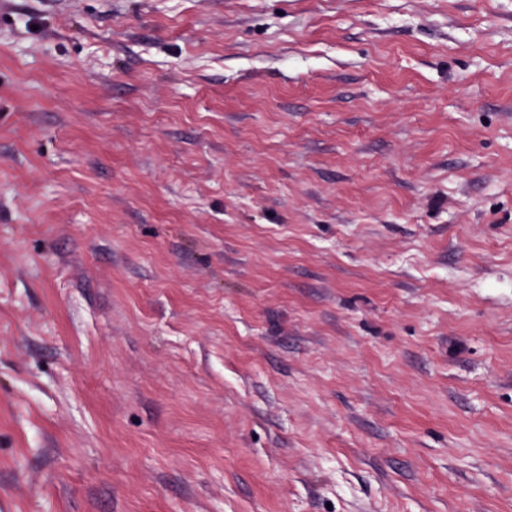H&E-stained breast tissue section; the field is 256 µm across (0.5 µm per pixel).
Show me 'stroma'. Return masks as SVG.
<instances>
[{"mask_svg":"<svg viewBox=\"0 0 512 512\" xmlns=\"http://www.w3.org/2000/svg\"><path fill=\"white\" fill-rule=\"evenodd\" d=\"M0 512H512V0H9Z\"/></svg>","mask_w":512,"mask_h":512,"instance_id":"1","label":"stroma"}]
</instances>
